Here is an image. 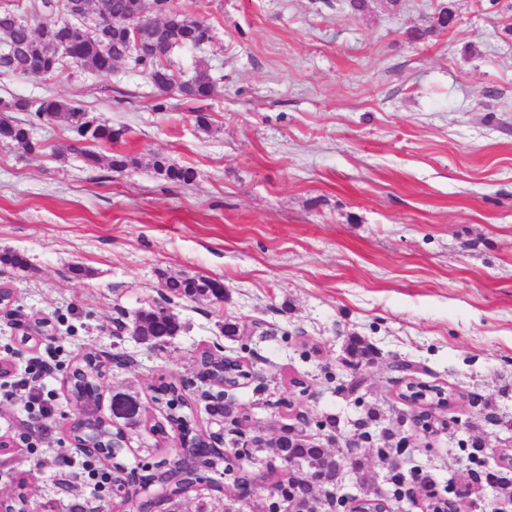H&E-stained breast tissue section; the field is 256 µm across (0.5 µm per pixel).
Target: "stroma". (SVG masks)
<instances>
[{
    "label": "stroma",
    "instance_id": "obj_1",
    "mask_svg": "<svg viewBox=\"0 0 512 512\" xmlns=\"http://www.w3.org/2000/svg\"><path fill=\"white\" fill-rule=\"evenodd\" d=\"M173 5L212 28L211 42L170 58L184 80L208 66V100L158 96L122 62L107 76L72 63L47 80L0 74V98L78 100L122 133L95 152L140 161L85 166V142L57 121L35 122L38 152L0 141V252L30 264L0 265L16 298L14 315L0 314V365L10 370L0 377V439L14 450L0 495L58 512L106 503L52 456L77 446L66 377L90 352L105 373L102 414L117 393L141 405L127 468L173 454L155 430L165 421L153 400L160 382L190 380L199 429L218 431L204 399L213 386L196 379L210 351L253 367L256 379L233 398L265 433L290 414L268 399L288 397L297 377L310 385L309 433L336 418L338 452L376 408L380 428L408 440L415 496L402 512H427L429 492L470 486L471 442L485 443L486 471L512 455V0H369L361 13L346 0ZM448 5L456 20L438 29ZM159 100L164 110H154ZM156 157L194 169L196 181L157 177ZM184 273L223 282V301H174L183 328L160 347L113 336L115 320L161 304L163 276ZM16 318L50 321L53 334L23 341ZM227 323L253 330L228 337ZM353 336L373 348L371 363L348 357ZM49 346L63 351L45 385L54 411L36 417L24 394H3ZM396 360L453 391L439 411L447 428L413 433ZM356 374L364 386L352 396L341 386ZM30 424L47 431L40 449L22 441Z\"/></svg>",
    "mask_w": 512,
    "mask_h": 512
}]
</instances>
